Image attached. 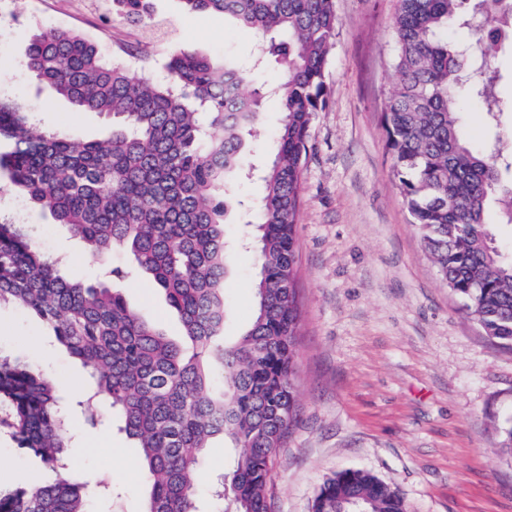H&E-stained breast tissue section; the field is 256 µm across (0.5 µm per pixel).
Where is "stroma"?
Masks as SVG:
<instances>
[{
	"mask_svg": "<svg viewBox=\"0 0 512 512\" xmlns=\"http://www.w3.org/2000/svg\"><path fill=\"white\" fill-rule=\"evenodd\" d=\"M336 42L326 70L328 103L314 114L296 220L301 301L295 369L297 421L278 448L270 483L273 512H313L320 485L342 469H361L395 486L406 512H512V449L502 428L512 419V350L482 334L439 278L412 224L391 168L382 114L398 75L392 22L398 0H335ZM89 38L105 59L129 60L131 72L158 84L169 76L171 51L222 60L257 52L249 30L218 13L187 12L181 0H151V19L132 23L112 0H0V91L34 116L35 131L62 130L102 139L109 125L96 112L75 111L37 88L25 47L39 29ZM267 101L247 140L246 165L267 156L279 122ZM245 205L224 225L228 238L247 236L263 194L259 178L233 187ZM0 216L29 225L35 243L66 269L97 280L103 265L129 275L126 301L147 322L177 337L181 324L161 293L134 270L131 256L107 261L86 254L61 225L33 208L0 175ZM226 341L248 327L257 268L252 252L227 257ZM0 351L22 352L61 389L75 427L108 437L114 455L87 450L71 465L113 485L109 508L143 512L139 454L118 423H87L76 404L88 374L33 314L0 306ZM35 467L13 431L0 423V489L23 486Z\"/></svg>",
	"mask_w": 512,
	"mask_h": 512,
	"instance_id": "stroma-1",
	"label": "stroma"
}]
</instances>
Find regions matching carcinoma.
Masks as SVG:
<instances>
[{
    "mask_svg": "<svg viewBox=\"0 0 512 512\" xmlns=\"http://www.w3.org/2000/svg\"><path fill=\"white\" fill-rule=\"evenodd\" d=\"M134 23L148 0H114ZM192 13H221L249 29L259 58L283 81L242 91L252 65L230 56L173 51L170 80L135 78L124 59L106 61L85 36L34 34L26 63L38 85L79 111L112 118L96 141L36 134L31 113L0 92V171L28 202L68 227L87 251L129 252L183 326L177 342L141 319L113 280L71 279L31 241L25 224L0 219V303L35 312L90 369L80 402L95 423L101 406L120 416L141 451L144 512H272L276 449L297 418L294 383L300 303L295 224L310 121L327 101L326 68L338 19L334 0H182ZM393 22L398 84L382 122L392 172L441 280L482 332L512 349V256L496 244L490 202L512 224V130L500 129L499 73L485 44L512 29V0H398ZM455 24L476 44L448 43ZM482 104L490 130L475 148L462 135L461 93ZM282 114L274 153L261 169L265 193L251 247L258 273L249 328L224 344L227 193L242 170L245 135L268 94ZM0 402L12 409L19 447L47 470L68 462L69 427L57 385L27 361L0 356ZM220 438L241 449L231 474L208 494L198 486L206 450ZM107 491L79 475L0 492V512H89ZM405 512L397 489L361 470L321 485L313 512Z\"/></svg>",
    "mask_w": 512,
    "mask_h": 512,
    "instance_id": "carcinoma-1",
    "label": "carcinoma"
}]
</instances>
